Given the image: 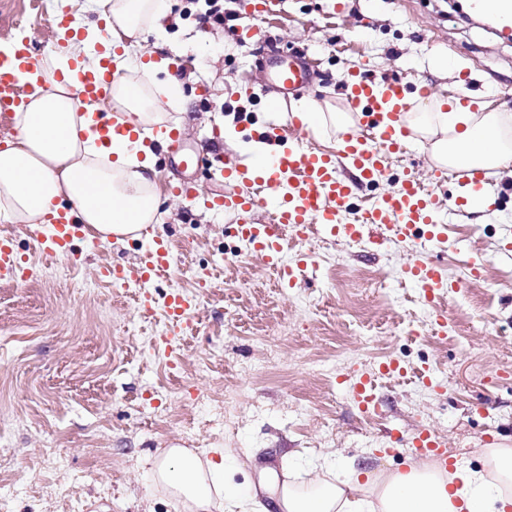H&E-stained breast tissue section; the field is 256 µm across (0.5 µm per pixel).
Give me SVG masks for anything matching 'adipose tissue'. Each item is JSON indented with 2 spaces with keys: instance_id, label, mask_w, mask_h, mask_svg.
I'll list each match as a JSON object with an SVG mask.
<instances>
[{
  "instance_id": "adipose-tissue-1",
  "label": "adipose tissue",
  "mask_w": 512,
  "mask_h": 512,
  "mask_svg": "<svg viewBox=\"0 0 512 512\" xmlns=\"http://www.w3.org/2000/svg\"><path fill=\"white\" fill-rule=\"evenodd\" d=\"M97 5L118 50L115 69L123 74L112 87L113 117L134 124L135 133L101 137L90 115L77 111L70 64L97 67L88 45L98 38L97 29H90L88 40L70 41L50 60L37 62L28 104L11 120L16 136L0 145L1 223H43L51 204L62 197L104 240L139 238L156 221L161 191L150 143L168 119L162 99L129 77L131 64L122 49L139 40L145 28L160 29L166 4L97 0ZM268 118L279 126L296 118L317 133L354 124L351 113L310 99ZM404 123L437 167H512L511 113L489 107L469 112L458 104L447 111L437 101L406 113ZM484 455L485 468L459 461L448 476L428 464L392 471L352 465L341 481L326 473L298 484L265 469L258 483L237 485L224 478L227 454L214 460L175 446L158 454L153 474L158 490L179 512H512V448H488Z\"/></svg>"
}]
</instances>
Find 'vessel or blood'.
<instances>
[{"label":"vessel or blood","mask_w":512,"mask_h":512,"mask_svg":"<svg viewBox=\"0 0 512 512\" xmlns=\"http://www.w3.org/2000/svg\"><path fill=\"white\" fill-rule=\"evenodd\" d=\"M477 8L492 22L495 33L512 40V0H475ZM36 46L27 39H16L10 52L0 51V115L11 117L25 105V93L34 72ZM71 76L78 87L81 111H93L96 128L108 134L113 125L107 103L112 87L120 78L111 68L108 58H101L98 68L88 69L72 63ZM307 80V72L299 56L279 53L271 61V82L284 94L296 91ZM346 106L354 112L361 125L371 128L373 138L361 133L343 135L337 152L327 155L296 144L288 145L281 129L265 128L261 137L267 153L253 167L239 169L232 165L215 167V176L225 184H245L255 187L252 195L227 192L210 196L211 207L238 214L239 236L247 240L260 255L267 268L277 275L280 287L293 284L300 267L283 264L286 241L281 227L289 226L300 233L318 232L340 235L350 240L362 239L368 228L376 227L387 236L416 243V250L406 264L403 278L429 300L440 299L450 287L444 268L428 256L429 248L444 240L447 226L438 198L425 188L411 170H404L396 187L379 194L366 207H354L355 184L339 173V160H346L358 173L357 182L375 183L382 174L387 156L403 151L408 130L401 117L407 112L410 88L400 79L376 82L362 72L351 73L345 84ZM455 181L459 193L454 201L457 211L489 205L482 170L460 167ZM268 208L270 219L264 224L250 220L251 213ZM49 232H38L34 240L41 254L48 258L69 257L73 242L84 232L83 225L69 206H61L48 215ZM172 262L168 239L153 238L137 265H113L104 268L103 278L114 284L127 280L142 283L153 281ZM25 261L9 235L0 236V282L16 283L23 279ZM194 299L181 293L171 294L166 312L174 328H182L195 308ZM417 455L432 459L439 467L448 465V448L435 434L422 430L408 441Z\"/></svg>","instance_id":"1"}]
</instances>
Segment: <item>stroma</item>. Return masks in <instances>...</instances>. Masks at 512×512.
Here are the masks:
<instances>
[{"mask_svg": "<svg viewBox=\"0 0 512 512\" xmlns=\"http://www.w3.org/2000/svg\"><path fill=\"white\" fill-rule=\"evenodd\" d=\"M256 0H224L217 25L185 14L186 0H166L168 55L183 100L170 119L191 113L184 148L237 162L224 145V119L256 122L272 98L261 86L270 47L237 38ZM263 29L289 50H303L310 82L294 99L345 107L351 70L376 81L401 78L434 97L488 102L512 113V41L454 0H265ZM343 15H332L333 5ZM37 41L48 59L58 38L31 0H0V42ZM453 65L440 75L435 54ZM253 84L246 98L241 88ZM420 143L390 156L378 182L360 187L368 205L416 171L451 206L452 179L436 181ZM161 189L189 179L202 197L162 202L161 223L141 239L104 242L94 232L76 241L73 258L48 260L25 224H2L27 259L15 285L0 283V512H178L154 488L157 449L180 445L206 454L229 450L232 482L288 464L309 473L322 460L368 469L414 462L407 442L417 430L444 438L449 454L481 467L482 449L512 447V175L487 172L495 204L454 214L448 242L432 252L449 280L461 282L441 303L448 333L432 335L434 305L409 287L402 269L414 242L361 244L315 233L290 240L283 262L315 257L282 288L237 236L238 216L202 202L219 190L209 172H193L178 154L157 161ZM173 244L161 279L112 286L104 267L136 264L154 236ZM478 276H470L473 256ZM193 295L197 308L180 348L164 357L170 332L164 301ZM149 298L142 307L141 298ZM403 366L384 375L381 363ZM371 377L376 407L362 411L352 393Z\"/></svg>", "mask_w": 512, "mask_h": 512, "instance_id": "obj_1", "label": "stroma"}]
</instances>
